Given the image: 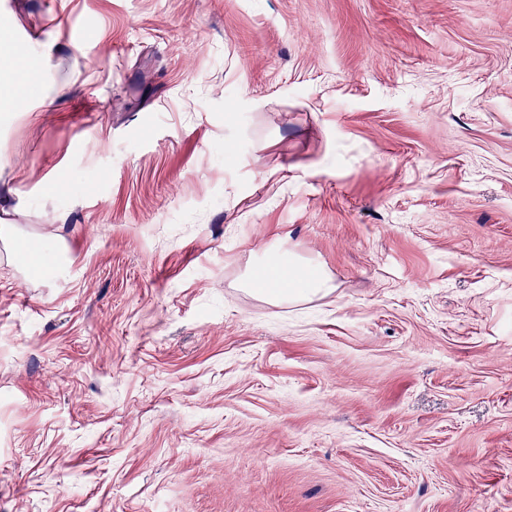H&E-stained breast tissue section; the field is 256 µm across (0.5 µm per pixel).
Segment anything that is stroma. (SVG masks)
Returning <instances> with one entry per match:
<instances>
[{
  "label": "stroma",
  "instance_id": "1",
  "mask_svg": "<svg viewBox=\"0 0 512 512\" xmlns=\"http://www.w3.org/2000/svg\"><path fill=\"white\" fill-rule=\"evenodd\" d=\"M0 512H512V0H0ZM24 96L14 110L9 94ZM332 280L271 305L272 254Z\"/></svg>",
  "mask_w": 512,
  "mask_h": 512
}]
</instances>
